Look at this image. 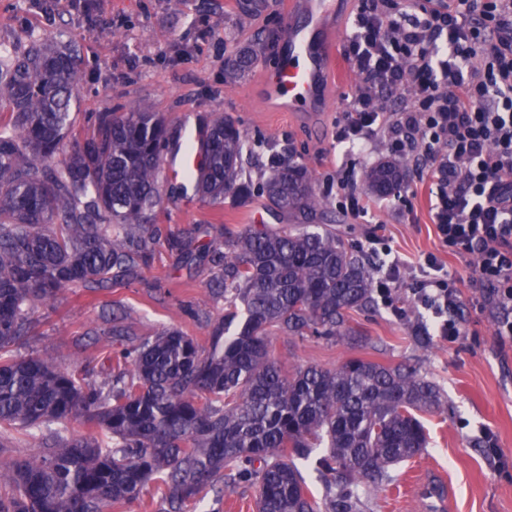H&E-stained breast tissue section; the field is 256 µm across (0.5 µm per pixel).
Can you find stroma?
Masks as SVG:
<instances>
[{
  "label": "stroma",
  "instance_id": "35a3bbf8",
  "mask_svg": "<svg viewBox=\"0 0 512 512\" xmlns=\"http://www.w3.org/2000/svg\"><path fill=\"white\" fill-rule=\"evenodd\" d=\"M286 2L264 0L254 11L250 0H74L56 8L51 0H0V45L18 53L34 41L77 47V112H122L144 104L165 115L172 137L186 133L199 118L229 114L260 143L244 156L252 178L268 172L271 153H293L311 170L316 192L335 178L341 161L352 167L358 192H366L367 171L393 154L386 142L374 140L363 152L349 155L334 139L345 99L360 83L347 60H340L318 111L276 112L265 96L264 74L279 62L288 25ZM247 10L252 16L245 22L241 16ZM241 56L247 66L230 70V60ZM402 165L407 176L401 193L377 199L363 217L335 196L327 210L288 215L272 209L258 192L236 205L228 200L208 204L162 189L154 224L165 235L194 230L200 259L185 260L160 245L137 281L66 291L40 306L33 333L17 352L47 353L68 368L88 362L101 370L110 368L113 352L153 339L168 327L207 345L224 315V298L211 288L222 271L203 253L223 243L228 233L251 227L321 225L368 253L373 264H381L388 253L401 257L406 286L419 276L418 261L432 254L456 278L460 291L464 334L455 344L437 336L405 292L403 316L377 300L354 313L352 324L364 336L361 344L276 336L272 353L291 370L310 364L333 368L352 357L408 363L439 390L442 411L422 416L427 447L392 469V482L361 485L357 512H512V350H500L493 320L473 305L468 286L473 258L448 254L434 233L429 181L413 159ZM255 211L261 222L248 224ZM379 224L386 228L384 254L371 252L367 241ZM485 429L506 463L503 471H496L484 454ZM256 498V485L239 482L219 494L204 492L186 512H256Z\"/></svg>",
  "mask_w": 512,
  "mask_h": 512
}]
</instances>
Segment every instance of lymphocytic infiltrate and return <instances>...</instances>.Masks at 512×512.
I'll return each mask as SVG.
<instances>
[{
  "instance_id": "f902f5d3",
  "label": "lymphocytic infiltrate",
  "mask_w": 512,
  "mask_h": 512,
  "mask_svg": "<svg viewBox=\"0 0 512 512\" xmlns=\"http://www.w3.org/2000/svg\"><path fill=\"white\" fill-rule=\"evenodd\" d=\"M361 0L344 54L362 83L347 98L336 140L386 138L415 154L433 182L434 223L449 253L474 257L470 278L512 344V0ZM406 88L394 112L384 96ZM410 292L438 336L462 334L459 291L427 257Z\"/></svg>"
}]
</instances>
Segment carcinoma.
Segmentation results:
<instances>
[{
  "label": "carcinoma",
  "mask_w": 512,
  "mask_h": 512,
  "mask_svg": "<svg viewBox=\"0 0 512 512\" xmlns=\"http://www.w3.org/2000/svg\"><path fill=\"white\" fill-rule=\"evenodd\" d=\"M76 58L36 41L17 60L0 54V112L13 116L0 125V447L48 431L32 453L0 462V512H112L154 479L168 488V512H184L223 476L257 485V512H320L296 466L316 448L332 512H354L363 482L390 479L425 448L419 413L443 404L407 365L351 358L290 373L272 356L275 335L362 337L349 318L369 301L374 269L332 232L249 229L210 250L224 267V304L243 306L245 318L229 336L219 323L207 348L170 328L121 351L107 371L15 354L39 306L74 286L137 279L157 244L164 119L142 105L96 112L77 136ZM204 131L184 146L204 154L185 181L212 203L253 193L248 134L226 115ZM404 179L390 162L366 175L380 198ZM260 189L277 211L328 205L293 158L274 159ZM192 242L165 239L190 260ZM68 420L94 431L51 428Z\"/></svg>",
  "instance_id": "cac0c4a2"
}]
</instances>
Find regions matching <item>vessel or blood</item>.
I'll list each match as a JSON object with an SVG mask.
<instances>
[{
	"label": "vessel or blood",
	"instance_id": "b4317fda",
	"mask_svg": "<svg viewBox=\"0 0 512 512\" xmlns=\"http://www.w3.org/2000/svg\"><path fill=\"white\" fill-rule=\"evenodd\" d=\"M289 24L280 62L265 78L266 94L278 112L301 114L321 107V96L335 75L330 39L338 0H290Z\"/></svg>",
	"mask_w": 512,
	"mask_h": 512
}]
</instances>
